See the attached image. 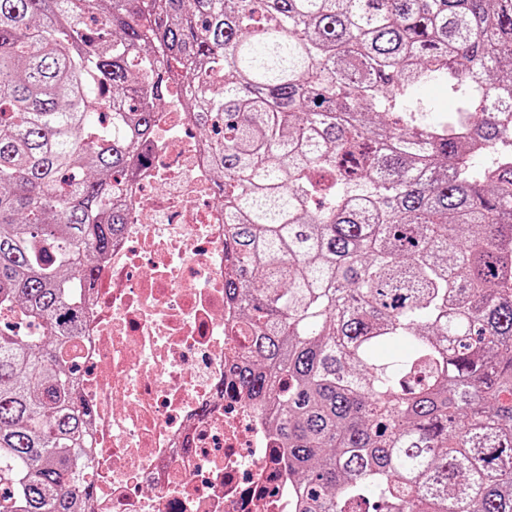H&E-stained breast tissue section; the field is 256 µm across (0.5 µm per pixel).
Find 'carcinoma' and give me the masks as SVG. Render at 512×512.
Returning a JSON list of instances; mask_svg holds the SVG:
<instances>
[{"mask_svg": "<svg viewBox=\"0 0 512 512\" xmlns=\"http://www.w3.org/2000/svg\"><path fill=\"white\" fill-rule=\"evenodd\" d=\"M140 2L0 0V512L93 491L72 287L174 99L295 512H512V0Z\"/></svg>", "mask_w": 512, "mask_h": 512, "instance_id": "1", "label": "carcinoma"}]
</instances>
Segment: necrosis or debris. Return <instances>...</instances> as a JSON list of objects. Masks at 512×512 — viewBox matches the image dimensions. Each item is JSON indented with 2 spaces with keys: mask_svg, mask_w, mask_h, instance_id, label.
Wrapping results in <instances>:
<instances>
[{
  "mask_svg": "<svg viewBox=\"0 0 512 512\" xmlns=\"http://www.w3.org/2000/svg\"><path fill=\"white\" fill-rule=\"evenodd\" d=\"M125 191L128 222L79 288V394L91 408L86 512H293L295 482L246 393L224 299V207L184 102Z\"/></svg>",
  "mask_w": 512,
  "mask_h": 512,
  "instance_id": "1",
  "label": "necrosis or debris"
}]
</instances>
